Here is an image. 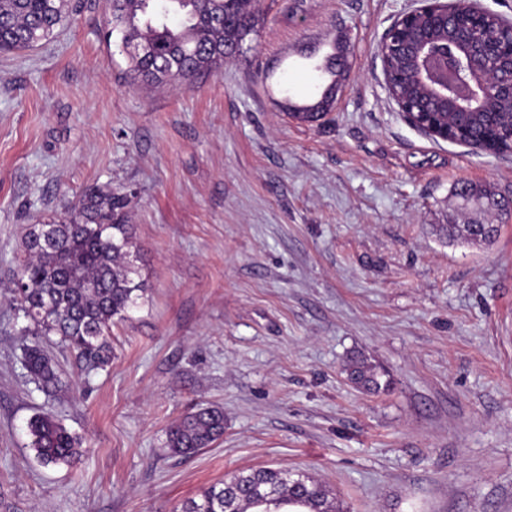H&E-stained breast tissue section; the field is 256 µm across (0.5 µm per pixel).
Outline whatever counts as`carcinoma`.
Here are the masks:
<instances>
[{"label":"carcinoma","mask_w":512,"mask_h":512,"mask_svg":"<svg viewBox=\"0 0 512 512\" xmlns=\"http://www.w3.org/2000/svg\"><path fill=\"white\" fill-rule=\"evenodd\" d=\"M70 0H0V54L38 45L64 21ZM256 15L251 0H112L108 25L121 45L152 47L129 55L130 75L143 85L189 82L221 68L234 48L251 32ZM343 57L327 60L332 76L320 97L288 105L291 118L306 122L313 113L327 114L335 103ZM485 123L470 114L467 136L479 146ZM128 198L122 193L88 191L61 220L30 224L22 239L19 275L12 301L33 325V336L59 337L89 374L112 362V325L125 319L146 291L131 251L133 225ZM450 243L476 244L494 238L497 228L483 224H441ZM23 361L38 391L53 397L64 386L59 363L40 342L23 348ZM349 380L369 392L384 391L376 367L353 360ZM31 446L46 466L70 465L81 455L80 441L51 412L32 417ZM224 435V410L200 407L171 425L166 447L189 456ZM339 512L335 498L304 471L258 468L242 471L185 500L180 512Z\"/></svg>","instance_id":"carcinoma-1"}]
</instances>
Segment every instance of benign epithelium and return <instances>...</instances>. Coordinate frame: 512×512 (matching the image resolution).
<instances>
[{"mask_svg": "<svg viewBox=\"0 0 512 512\" xmlns=\"http://www.w3.org/2000/svg\"><path fill=\"white\" fill-rule=\"evenodd\" d=\"M488 9L478 0H416V6L400 13L394 23L406 31L395 54L403 58L404 73L382 69L384 84L398 111L403 102L394 93L403 78L418 87L426 100L444 103L460 114L444 121L424 111L413 126L435 141L467 145L464 114L494 112L503 98L512 99V22L499 25L491 36L484 21Z\"/></svg>", "mask_w": 512, "mask_h": 512, "instance_id": "obj_1", "label": "benign epithelium"}]
</instances>
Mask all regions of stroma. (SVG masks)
<instances>
[{"label": "stroma", "mask_w": 512, "mask_h": 512, "mask_svg": "<svg viewBox=\"0 0 512 512\" xmlns=\"http://www.w3.org/2000/svg\"><path fill=\"white\" fill-rule=\"evenodd\" d=\"M414 0H256L239 50L192 86L134 83L110 0L0 55V512H178L242 470L310 473L341 512H512V214L465 213L467 182L512 200V158L433 142L385 88L378 44ZM351 77L319 98L331 54ZM127 194L145 296L112 364L70 352L49 398L23 366L11 303L27 225L88 188ZM494 224L451 245L441 224ZM358 357L385 392L345 373ZM224 410V436L171 455V424ZM82 439L40 463L28 422ZM346 66V61L341 56H339L337 59L336 56L329 58L327 60L326 68L333 77L331 82L325 87L320 97L316 101L304 105L288 104L286 109L288 111L289 116L295 120L307 122L308 119L314 117L317 114H320V117H322L323 115L327 114V112H331L334 108V103L336 99V85L338 83V79L341 78L346 73L345 69L343 68Z\"/></svg>", "instance_id": "obj_1"}]
</instances>
